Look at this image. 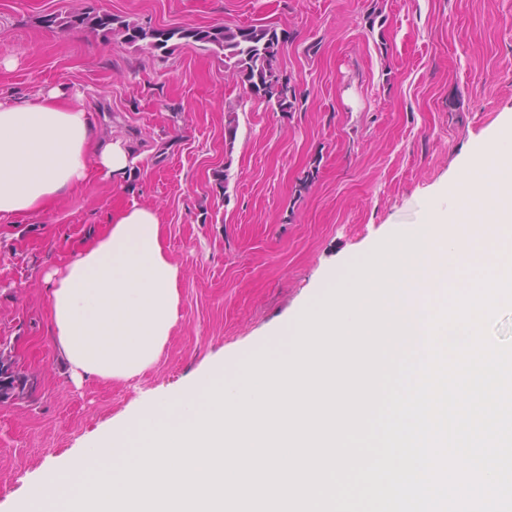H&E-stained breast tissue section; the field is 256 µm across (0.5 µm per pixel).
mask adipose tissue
Returning <instances> with one entry per match:
<instances>
[{"mask_svg": "<svg viewBox=\"0 0 512 512\" xmlns=\"http://www.w3.org/2000/svg\"><path fill=\"white\" fill-rule=\"evenodd\" d=\"M135 163L125 141L97 136L81 94L51 87L0 101L1 221L40 213L93 179H123ZM179 278L158 212L114 208L105 234L47 278L71 381H127L150 368L179 320Z\"/></svg>", "mask_w": 512, "mask_h": 512, "instance_id": "obj_1", "label": "adipose tissue"}]
</instances>
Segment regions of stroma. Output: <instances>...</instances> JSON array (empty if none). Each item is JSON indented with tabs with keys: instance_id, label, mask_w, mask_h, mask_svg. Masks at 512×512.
<instances>
[{
	"instance_id": "obj_1",
	"label": "stroma",
	"mask_w": 512,
	"mask_h": 512,
	"mask_svg": "<svg viewBox=\"0 0 512 512\" xmlns=\"http://www.w3.org/2000/svg\"><path fill=\"white\" fill-rule=\"evenodd\" d=\"M83 3L155 27H275L288 35L277 65L299 103L272 109L232 78L223 53L191 42L164 53L45 26L74 0H0V99L82 92L99 130L138 157L125 180L0 222V347L35 381L0 405V512L108 421L276 342L332 271L420 223L433 201L467 210L461 168L512 115V0ZM132 203L160 215L181 268L180 318L140 377L78 387L51 336L44 276Z\"/></svg>"
}]
</instances>
